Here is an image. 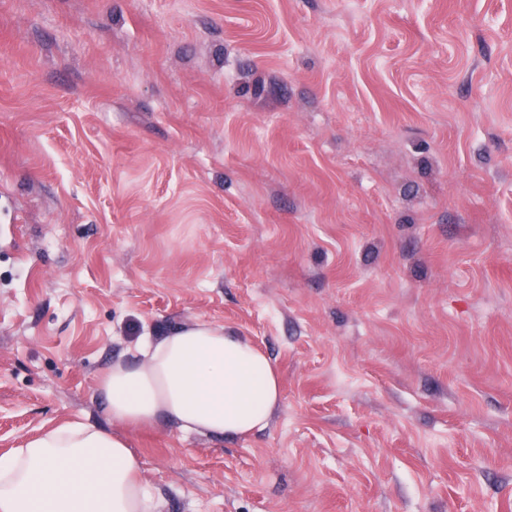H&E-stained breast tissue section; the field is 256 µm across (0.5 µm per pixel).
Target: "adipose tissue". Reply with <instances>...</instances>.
Here are the masks:
<instances>
[{
  "mask_svg": "<svg viewBox=\"0 0 512 512\" xmlns=\"http://www.w3.org/2000/svg\"><path fill=\"white\" fill-rule=\"evenodd\" d=\"M98 388L110 418L163 422L183 436L243 437L268 427L281 398L272 360L223 326L196 322L141 337ZM130 438L83 422L55 426L0 456V512H163Z\"/></svg>",
  "mask_w": 512,
  "mask_h": 512,
  "instance_id": "ef3b65f1",
  "label": "adipose tissue"
}]
</instances>
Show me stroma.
<instances>
[{"label":"stroma","instance_id":"1","mask_svg":"<svg viewBox=\"0 0 512 512\" xmlns=\"http://www.w3.org/2000/svg\"><path fill=\"white\" fill-rule=\"evenodd\" d=\"M197 321L282 398L164 512H512V0H0V455Z\"/></svg>","mask_w":512,"mask_h":512}]
</instances>
